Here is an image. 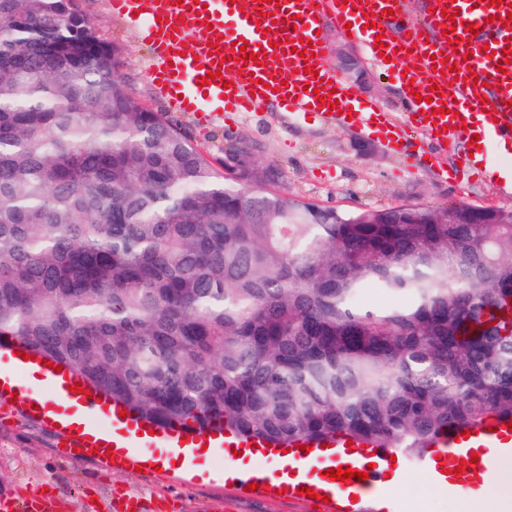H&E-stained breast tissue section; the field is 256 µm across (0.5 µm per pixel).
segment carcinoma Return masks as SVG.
Listing matches in <instances>:
<instances>
[{
    "instance_id": "carcinoma-1",
    "label": "carcinoma",
    "mask_w": 512,
    "mask_h": 512,
    "mask_svg": "<svg viewBox=\"0 0 512 512\" xmlns=\"http://www.w3.org/2000/svg\"><path fill=\"white\" fill-rule=\"evenodd\" d=\"M117 69L78 0H0V346L159 427L417 458L512 419L511 215L350 213L222 172Z\"/></svg>"
}]
</instances>
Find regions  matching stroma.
Returning a JSON list of instances; mask_svg holds the SVG:
<instances>
[{"label":"stroma","instance_id":"stroma-1","mask_svg":"<svg viewBox=\"0 0 512 512\" xmlns=\"http://www.w3.org/2000/svg\"><path fill=\"white\" fill-rule=\"evenodd\" d=\"M83 14L98 27L105 42L121 57L118 75L128 92L153 111L185 129L198 147L223 161L226 147L245 146L262 164L281 174L280 190L341 209H382L402 204L449 206L466 203L512 209V189L493 179L462 174L445 181L419 156H437L449 164L421 133H413L406 153L397 154L369 133L304 120L271 103L258 112L224 114L206 120L194 112L171 110L148 77V44L120 17L110 0H79ZM369 81L358 89L365 102L403 119L404 90L399 81L365 62ZM59 428L34 417L22 400L0 393V496L22 501L52 489L58 512H108L116 491L136 494L158 505L173 501L177 512H322L310 500H290L274 492L245 490L226 481L224 459L203 460V474L120 469L103 454L74 456L64 450ZM403 480L393 495L399 503L417 504L421 512H458L457 496L439 488L417 460L397 453Z\"/></svg>","mask_w":512,"mask_h":512}]
</instances>
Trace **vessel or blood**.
Here are the masks:
<instances>
[{
  "instance_id": "vessel-or-blood-1",
  "label": "vessel or blood",
  "mask_w": 512,
  "mask_h": 512,
  "mask_svg": "<svg viewBox=\"0 0 512 512\" xmlns=\"http://www.w3.org/2000/svg\"><path fill=\"white\" fill-rule=\"evenodd\" d=\"M114 14L137 29L151 49L149 78L159 93L181 112H255L269 102L301 118L330 121L360 132L384 136L393 152H405L412 131L434 139L451 150L453 172L477 175H512V163L492 164L491 148L512 146V62L498 71L499 52L512 39L503 21L512 0H112ZM454 14L455 31H446V14ZM332 24L351 42L361 45L370 60L387 71L412 79L419 100L410 101L406 121L393 122L380 107L364 105L357 89L334 78L324 64L327 54L318 32ZM217 41L210 53L209 41ZM413 70H405V60ZM457 72L445 70V62ZM210 83H203L207 72ZM323 101H316V94ZM38 373L55 399L83 405L84 394L73 392L79 376L40 366ZM43 415L68 428L67 444L80 448L89 443L86 422L70 424L68 415L52 406ZM112 432L132 443L131 454L119 462L146 463L147 450L163 448L176 453L184 467H193L198 434L182 426L162 430L142 427L110 410ZM241 447L258 458L276 463L284 476L277 480L282 495L297 498L312 487L325 497V512H344L350 497L379 496L386 481L381 467L386 450L348 441L337 435L308 444L294 442L290 452L267 442L244 439ZM512 449V427L497 422L488 427L461 429L435 438L422 464L437 472L446 488L478 493L489 468L491 454ZM365 473V480L348 482L327 478L326 470L338 461ZM462 473H455V466ZM0 512H55L47 494L23 503L0 499Z\"/></svg>"
}]
</instances>
